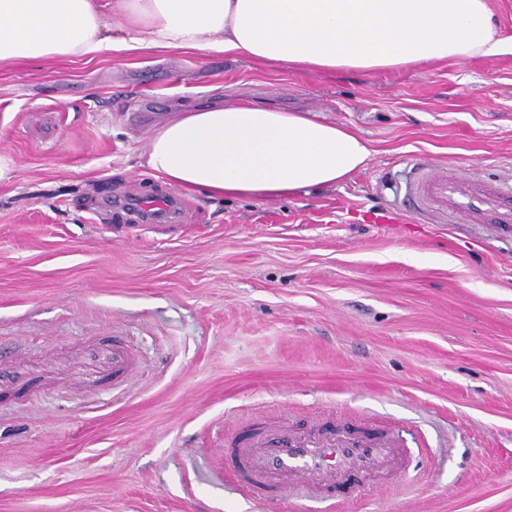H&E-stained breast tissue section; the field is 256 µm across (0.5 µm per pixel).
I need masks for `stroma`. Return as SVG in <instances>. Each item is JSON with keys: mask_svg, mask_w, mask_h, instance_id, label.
Listing matches in <instances>:
<instances>
[{"mask_svg": "<svg viewBox=\"0 0 512 512\" xmlns=\"http://www.w3.org/2000/svg\"><path fill=\"white\" fill-rule=\"evenodd\" d=\"M242 97L349 128L367 163L265 202L139 166L172 112ZM0 163V355L47 376L0 406V512H323L247 501L224 439L342 412L413 459L335 512H512V231L397 191L416 163L512 188V52L373 74L177 51L0 64ZM168 196L169 225L125 208ZM114 333L142 358L117 397L79 356Z\"/></svg>", "mask_w": 512, "mask_h": 512, "instance_id": "obj_1", "label": "stroma"}]
</instances>
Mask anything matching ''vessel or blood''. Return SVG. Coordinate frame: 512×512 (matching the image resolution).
Segmentation results:
<instances>
[{"mask_svg": "<svg viewBox=\"0 0 512 512\" xmlns=\"http://www.w3.org/2000/svg\"><path fill=\"white\" fill-rule=\"evenodd\" d=\"M411 193L424 205L464 217L472 224L512 229V190L448 168L419 171ZM90 387L123 390L139 371L140 355L122 336H94L81 352ZM43 370L0 360V392L24 390L36 397ZM410 451L388 427L371 429L361 419L316 417L305 430L262 425L224 444L227 471L247 500L279 497L297 486L319 500L355 497L366 483H392L404 473Z\"/></svg>", "mask_w": 512, "mask_h": 512, "instance_id": "b4317fda", "label": "vessel or blood"}]
</instances>
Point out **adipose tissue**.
<instances>
[{
  "label": "adipose tissue",
  "mask_w": 512,
  "mask_h": 512,
  "mask_svg": "<svg viewBox=\"0 0 512 512\" xmlns=\"http://www.w3.org/2000/svg\"><path fill=\"white\" fill-rule=\"evenodd\" d=\"M508 49L487 0H0V63L175 50L373 73ZM369 155L310 113L238 100L172 114L141 164L188 194L266 200L335 185Z\"/></svg>",
  "instance_id": "ef3b65f1"
}]
</instances>
